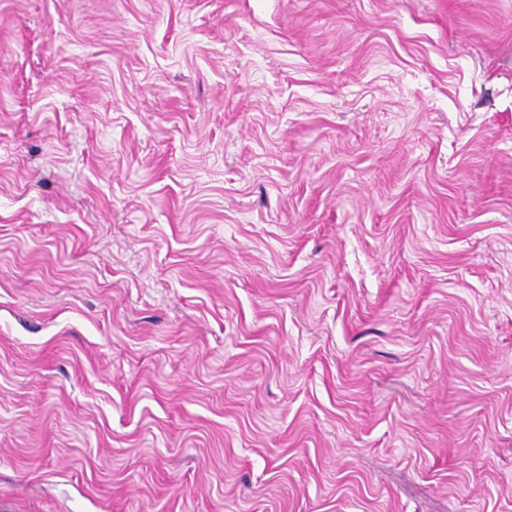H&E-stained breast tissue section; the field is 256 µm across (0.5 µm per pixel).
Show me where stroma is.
I'll return each instance as SVG.
<instances>
[{
	"label": "stroma",
	"mask_w": 512,
	"mask_h": 512,
	"mask_svg": "<svg viewBox=\"0 0 512 512\" xmlns=\"http://www.w3.org/2000/svg\"><path fill=\"white\" fill-rule=\"evenodd\" d=\"M0 512H512V0H0Z\"/></svg>",
	"instance_id": "stroma-1"
}]
</instances>
